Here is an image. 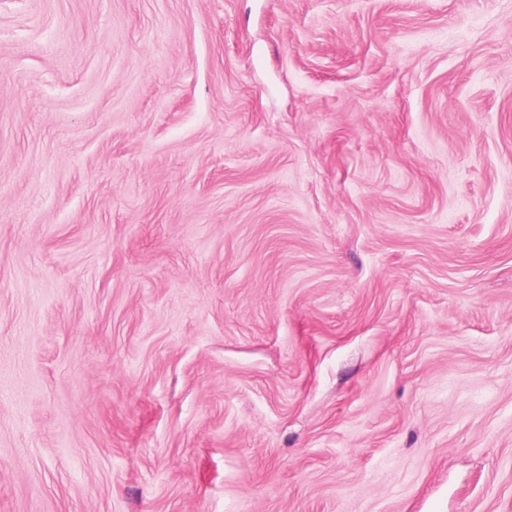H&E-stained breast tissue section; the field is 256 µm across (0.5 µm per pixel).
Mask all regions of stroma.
<instances>
[{
	"instance_id": "obj_1",
	"label": "stroma",
	"mask_w": 512,
	"mask_h": 512,
	"mask_svg": "<svg viewBox=\"0 0 512 512\" xmlns=\"http://www.w3.org/2000/svg\"><path fill=\"white\" fill-rule=\"evenodd\" d=\"M0 512H512V0H0Z\"/></svg>"
}]
</instances>
